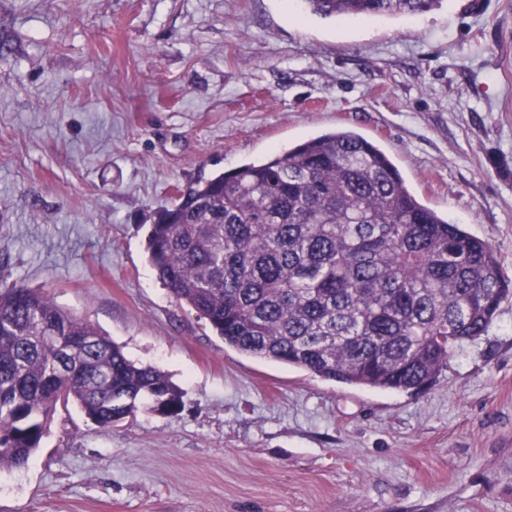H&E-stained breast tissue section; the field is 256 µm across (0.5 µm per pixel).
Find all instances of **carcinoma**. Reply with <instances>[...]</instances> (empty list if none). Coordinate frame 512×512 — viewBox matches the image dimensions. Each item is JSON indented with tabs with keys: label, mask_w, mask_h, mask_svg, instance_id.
Returning a JSON list of instances; mask_svg holds the SVG:
<instances>
[{
	"label": "carcinoma",
	"mask_w": 512,
	"mask_h": 512,
	"mask_svg": "<svg viewBox=\"0 0 512 512\" xmlns=\"http://www.w3.org/2000/svg\"><path fill=\"white\" fill-rule=\"evenodd\" d=\"M323 18L414 15L443 0H301ZM147 253L174 299L236 350L345 385L432 386L512 294L493 246L424 204L387 152L336 128L178 189ZM105 427L181 392L80 315L0 290V469L24 466L60 403Z\"/></svg>",
	"instance_id": "1"
}]
</instances>
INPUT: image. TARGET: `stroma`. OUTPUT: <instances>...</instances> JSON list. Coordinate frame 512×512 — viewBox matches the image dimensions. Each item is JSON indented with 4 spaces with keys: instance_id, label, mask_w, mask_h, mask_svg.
<instances>
[{
    "instance_id": "stroma-1",
    "label": "stroma",
    "mask_w": 512,
    "mask_h": 512,
    "mask_svg": "<svg viewBox=\"0 0 512 512\" xmlns=\"http://www.w3.org/2000/svg\"><path fill=\"white\" fill-rule=\"evenodd\" d=\"M0 289L46 292L184 408L57 406L0 512H512V296L417 393L245 355L148 261L176 188L334 128L382 145L512 278V0H0ZM309 14L323 18L414 15L441 6L443 0H301Z\"/></svg>"
}]
</instances>
